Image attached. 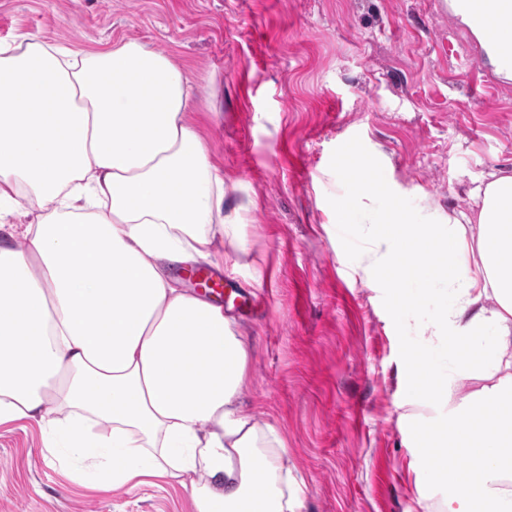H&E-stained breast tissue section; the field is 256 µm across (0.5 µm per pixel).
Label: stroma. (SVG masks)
<instances>
[{
    "label": "stroma",
    "mask_w": 512,
    "mask_h": 512,
    "mask_svg": "<svg viewBox=\"0 0 512 512\" xmlns=\"http://www.w3.org/2000/svg\"><path fill=\"white\" fill-rule=\"evenodd\" d=\"M75 53L136 40L199 85L195 113L239 236L218 268L249 342L240 401L287 447L302 512H443L410 432L433 416L406 364L429 348L446 285L400 317L336 224L351 147L384 164L412 214L465 207L512 169V82L439 0H0V42ZM214 111H206L207 101ZM0 512H192L179 485L111 487L32 420L0 424Z\"/></svg>",
    "instance_id": "1"
}]
</instances>
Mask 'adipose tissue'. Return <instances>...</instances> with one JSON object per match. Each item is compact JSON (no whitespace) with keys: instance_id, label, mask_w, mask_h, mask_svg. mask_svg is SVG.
Returning a JSON list of instances; mask_svg holds the SVG:
<instances>
[{"instance_id":"obj_1","label":"adipose tissue","mask_w":512,"mask_h":512,"mask_svg":"<svg viewBox=\"0 0 512 512\" xmlns=\"http://www.w3.org/2000/svg\"><path fill=\"white\" fill-rule=\"evenodd\" d=\"M194 98L180 65L136 41L70 61L33 36L0 45V220L40 205L25 248L0 244V422L58 426L113 486L164 478L194 512H300L283 439L238 403L246 341L167 272L217 262V239L238 235ZM338 173L358 190L337 223L373 215V279L405 305L452 290L432 321L442 350L409 362L410 394L435 412L414 436L427 484L448 512H512V171L473 180L437 223L406 211L382 164L348 148Z\"/></svg>"}]
</instances>
